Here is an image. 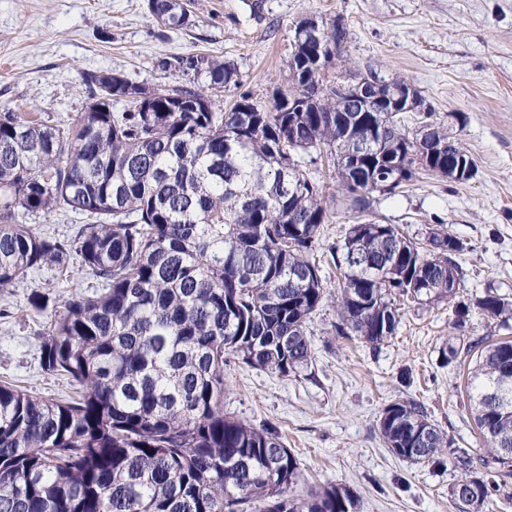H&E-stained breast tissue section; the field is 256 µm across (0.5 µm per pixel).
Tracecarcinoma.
<instances>
[{"label":"carcinoma","mask_w":512,"mask_h":512,"mask_svg":"<svg viewBox=\"0 0 512 512\" xmlns=\"http://www.w3.org/2000/svg\"><path fill=\"white\" fill-rule=\"evenodd\" d=\"M165 27L193 25L186 0H149ZM296 68L266 106L239 91L237 67L203 53L159 61L164 72L202 90L155 89L147 112L135 82L121 72H88L89 102L72 116L0 112V291L41 268L74 261L98 287L61 306L33 290L29 309L53 311L39 333L40 366L66 376L77 395L57 400L0 385V512H351L356 493L341 485L293 493L300 463L266 427L224 414V365L230 358L288 376L312 358L309 322L328 300L314 252L328 223L326 186L300 161L314 153L333 165L337 203L362 219L329 261L340 271L334 331L375 348L400 323L397 301L452 300L463 244L430 224L417 241L397 224L373 222L369 169L398 163L408 171L387 194L420 175L442 177L439 162L417 160L405 117L336 111L319 81L317 59L296 49ZM311 86L306 111L295 96ZM234 93L227 108L216 104ZM122 104L115 109L116 104ZM450 152L470 154L431 120ZM381 117L388 158L358 163L336 146L348 126ZM299 185L288 195V184ZM82 216L60 238L26 224L52 212ZM503 326L512 299L491 288L456 309L442 351L445 364L476 358L467 373L469 407L485 443L475 458L416 400L387 405L377 430L392 453L414 463L461 470L451 496L484 512L499 484L481 468L512 465V340L460 338L470 308ZM425 429L428 441L414 440Z\"/></svg>","instance_id":"1"}]
</instances>
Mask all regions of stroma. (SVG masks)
Returning a JSON list of instances; mask_svg holds the SVG:
<instances>
[{"label": "stroma", "instance_id": "1", "mask_svg": "<svg viewBox=\"0 0 512 512\" xmlns=\"http://www.w3.org/2000/svg\"><path fill=\"white\" fill-rule=\"evenodd\" d=\"M191 10L194 26L173 32L147 0H0V111H76L91 95L86 72L178 85L181 77L158 64L193 52L234 62L243 90L265 102L285 81L295 21L342 19L352 67L406 78L475 161L467 182L423 177L374 198L380 223L416 237L441 224L463 243L460 285L450 303L402 301L396 334L375 348L336 335V312L324 303L311 321L308 369L279 376L229 360L224 411L279 434L300 463L298 492L349 487L356 512H468L450 494L456 471L395 457L376 425L388 404L415 399L456 447L484 452L464 389L468 364H444L442 350L457 305L488 288L512 295V0H196ZM93 283L74 265L0 292L10 312L0 318V384L47 398L73 394L67 378L39 365L48 317L31 314L27 296L38 289L59 304Z\"/></svg>", "mask_w": 512, "mask_h": 512}]
</instances>
